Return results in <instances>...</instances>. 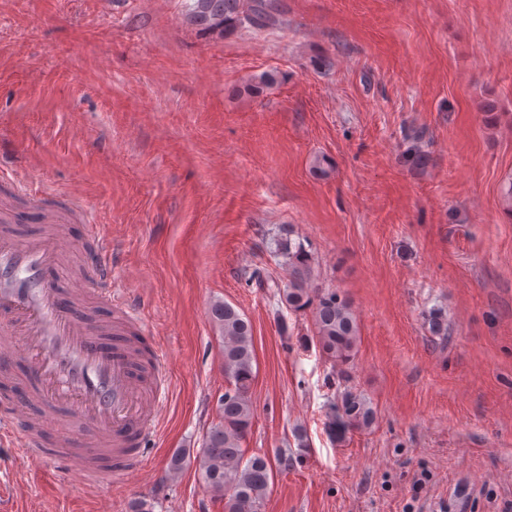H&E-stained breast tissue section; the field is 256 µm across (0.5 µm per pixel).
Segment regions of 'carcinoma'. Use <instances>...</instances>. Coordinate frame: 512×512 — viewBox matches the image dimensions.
I'll return each instance as SVG.
<instances>
[{
  "mask_svg": "<svg viewBox=\"0 0 512 512\" xmlns=\"http://www.w3.org/2000/svg\"><path fill=\"white\" fill-rule=\"evenodd\" d=\"M281 14L279 0H199L195 21L209 25L212 31L237 27L262 30L275 25ZM274 244V255L288 259L292 277L288 289L282 291L286 305L293 310L314 307L320 348L337 363H347L359 333L349 304L335 292L308 288L313 276L309 255L299 247L293 248L291 239L279 237ZM211 318L223 339L227 386L218 403V422L206 432L194 461L206 489L224 498V512H261L273 467L263 455L245 457L242 448L253 416L252 325L224 301L212 305ZM326 416L330 435L339 441L352 430L371 428L376 421L370 402L351 389L328 404Z\"/></svg>",
  "mask_w": 512,
  "mask_h": 512,
  "instance_id": "carcinoma-1",
  "label": "carcinoma"
}]
</instances>
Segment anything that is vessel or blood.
<instances>
[{
  "instance_id": "obj_1",
  "label": "vessel or blood",
  "mask_w": 512,
  "mask_h": 512,
  "mask_svg": "<svg viewBox=\"0 0 512 512\" xmlns=\"http://www.w3.org/2000/svg\"><path fill=\"white\" fill-rule=\"evenodd\" d=\"M12 186L37 205L35 221L67 216L75 197L11 176ZM92 250L85 266L87 298L65 288L56 241L0 238V317L20 337L0 346V370L23 364L32 381L29 400L43 413H72L64 432L45 433L30 420L0 421V443L46 464L82 465L89 486L109 470L141 464L149 436L159 432L157 408L167 394L164 350L142 315L112 287V244L100 225L86 224ZM112 310L111 320L89 325L86 305Z\"/></svg>"
}]
</instances>
